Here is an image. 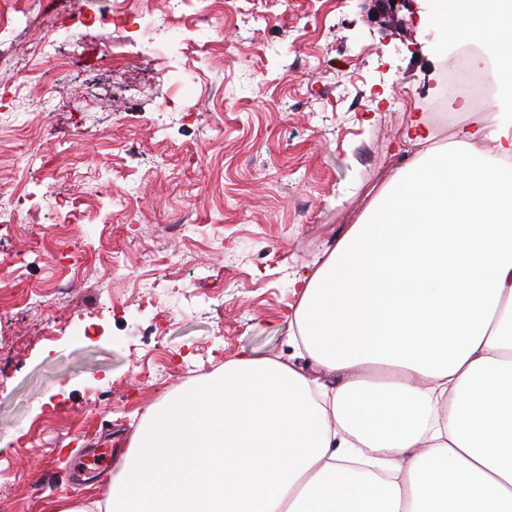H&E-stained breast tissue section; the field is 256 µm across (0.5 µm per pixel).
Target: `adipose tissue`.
Returning <instances> with one entry per match:
<instances>
[{
  "instance_id": "obj_1",
  "label": "adipose tissue",
  "mask_w": 512,
  "mask_h": 512,
  "mask_svg": "<svg viewBox=\"0 0 512 512\" xmlns=\"http://www.w3.org/2000/svg\"><path fill=\"white\" fill-rule=\"evenodd\" d=\"M501 94L418 145L311 276L287 342L142 415L104 499L54 512H512V0H455ZM496 141L487 152L481 140Z\"/></svg>"
}]
</instances>
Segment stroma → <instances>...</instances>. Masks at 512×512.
Instances as JSON below:
<instances>
[{
    "instance_id": "35a3bbf8",
    "label": "stroma",
    "mask_w": 512,
    "mask_h": 512,
    "mask_svg": "<svg viewBox=\"0 0 512 512\" xmlns=\"http://www.w3.org/2000/svg\"><path fill=\"white\" fill-rule=\"evenodd\" d=\"M149 7L168 55L112 23V0H42L0 47L18 74L0 85V204L19 217L0 254L21 258L0 269V512L102 493L80 461L121 453L147 406L241 351L297 362L295 272L415 158L403 128L456 47L371 0H227L220 28ZM69 249L81 284L47 335L19 301Z\"/></svg>"
}]
</instances>
